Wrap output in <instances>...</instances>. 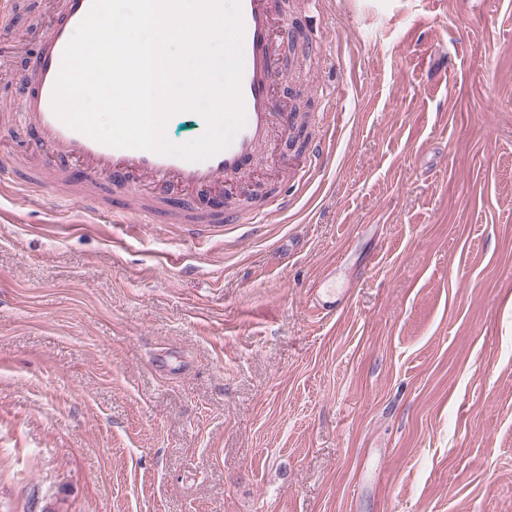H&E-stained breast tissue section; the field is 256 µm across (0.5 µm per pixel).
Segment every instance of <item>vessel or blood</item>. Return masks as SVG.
Masks as SVG:
<instances>
[{"instance_id": "obj_1", "label": "vessel or blood", "mask_w": 512, "mask_h": 512, "mask_svg": "<svg viewBox=\"0 0 512 512\" xmlns=\"http://www.w3.org/2000/svg\"><path fill=\"white\" fill-rule=\"evenodd\" d=\"M92 0H64L39 40L31 67L22 74L27 88L25 111L34 130L33 155L47 164L42 179L54 183L60 163L74 164V176L90 188L86 202L98 208L93 188L107 185L115 203L113 217L125 216L129 196H137L142 216L175 203L176 220L191 226L261 224L267 212L257 201L233 195L229 206L216 205V198L230 191L234 180L248 170L250 161L266 149L275 134H288L293 117L285 112L275 95L282 63L276 28L282 17L271 0H241L244 24V71L241 91L245 123L231 145L215 156L197 162L147 150L117 148L100 143L64 124L52 109V94L63 51L87 15Z\"/></svg>"}]
</instances>
